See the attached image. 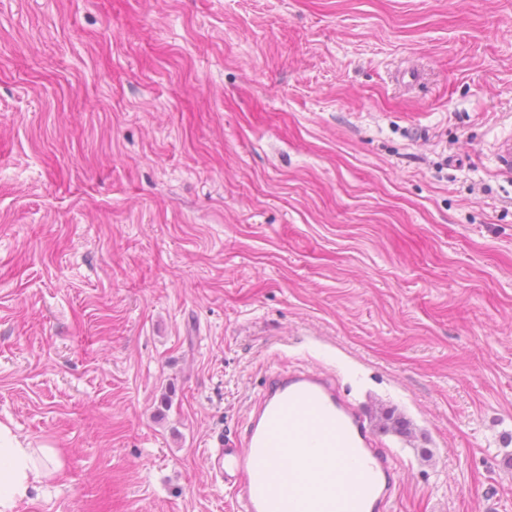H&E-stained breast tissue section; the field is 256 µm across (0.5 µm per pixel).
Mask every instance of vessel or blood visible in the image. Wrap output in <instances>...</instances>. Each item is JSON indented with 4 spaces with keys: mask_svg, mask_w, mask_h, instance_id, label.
<instances>
[{
    "mask_svg": "<svg viewBox=\"0 0 512 512\" xmlns=\"http://www.w3.org/2000/svg\"><path fill=\"white\" fill-rule=\"evenodd\" d=\"M284 448L311 451L286 480L275 463ZM212 455L234 494V512H384L392 493L386 454L375 448L364 418L342 397L335 379L318 371L274 377L245 436ZM347 462L363 478L341 499L336 482Z\"/></svg>",
    "mask_w": 512,
    "mask_h": 512,
    "instance_id": "1",
    "label": "vessel or blood"
}]
</instances>
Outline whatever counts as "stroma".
<instances>
[{
  "mask_svg": "<svg viewBox=\"0 0 512 512\" xmlns=\"http://www.w3.org/2000/svg\"><path fill=\"white\" fill-rule=\"evenodd\" d=\"M512 0H0V421L24 512H233L335 375L389 512H512ZM61 467L58 452L35 447L13 428L0 422V512H20L31 494Z\"/></svg>",
  "mask_w": 512,
  "mask_h": 512,
  "instance_id": "obj_1",
  "label": "stroma"
}]
</instances>
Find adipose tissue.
Masks as SVG:
<instances>
[{
	"mask_svg": "<svg viewBox=\"0 0 512 512\" xmlns=\"http://www.w3.org/2000/svg\"><path fill=\"white\" fill-rule=\"evenodd\" d=\"M60 466L55 448L33 445L0 422V512H20L32 492Z\"/></svg>",
	"mask_w": 512,
	"mask_h": 512,
	"instance_id": "ef3b65f1",
	"label": "adipose tissue"
}]
</instances>
